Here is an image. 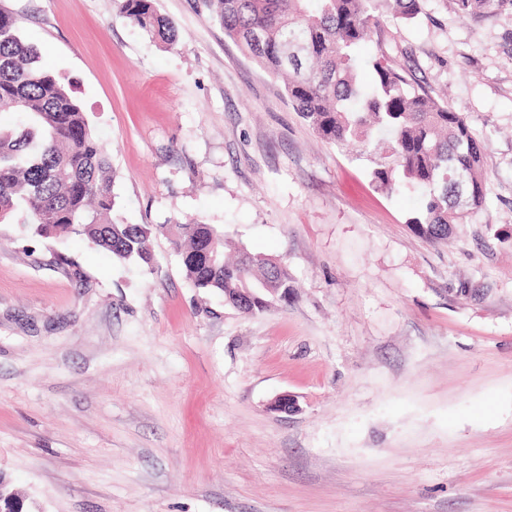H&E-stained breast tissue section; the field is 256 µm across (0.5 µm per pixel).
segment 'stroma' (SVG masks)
<instances>
[{"label": "stroma", "instance_id": "35a3bbf8", "mask_svg": "<svg viewBox=\"0 0 512 512\" xmlns=\"http://www.w3.org/2000/svg\"><path fill=\"white\" fill-rule=\"evenodd\" d=\"M0 0L73 81L114 171L113 214L155 226L152 269L0 224V482L15 512H512V5L382 11L364 51L484 141L486 204L448 242L414 193L322 139L206 0ZM222 227L295 291L247 316L202 294L160 228ZM299 410H270L279 394ZM122 8L132 25L152 34L166 45L177 43L175 24L157 12L153 0H124Z\"/></svg>", "mask_w": 512, "mask_h": 512}]
</instances>
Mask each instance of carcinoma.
<instances>
[{
  "label": "carcinoma",
  "instance_id": "1",
  "mask_svg": "<svg viewBox=\"0 0 512 512\" xmlns=\"http://www.w3.org/2000/svg\"><path fill=\"white\" fill-rule=\"evenodd\" d=\"M512 0H452L480 15ZM224 36L274 76L300 116L326 141L379 147L372 180L388 192L420 190L423 203L407 220L419 236L446 242L457 224L486 202L483 145L448 102L411 84L384 54L359 55L386 4L406 20L419 0H209ZM129 22L162 43L178 41L175 24L153 0H124ZM371 80L363 84L359 72ZM22 121L0 126V223L20 220L38 236L75 234L119 262L150 268L152 229L112 215L115 197L108 152L83 112L73 83L45 70L16 20L0 11V114ZM468 188L456 197L457 173ZM171 242L194 288L254 316L288 302L293 279L281 263L253 255L224 259V234L211 224H174ZM248 293L264 297L254 310Z\"/></svg>",
  "mask_w": 512,
  "mask_h": 512
}]
</instances>
